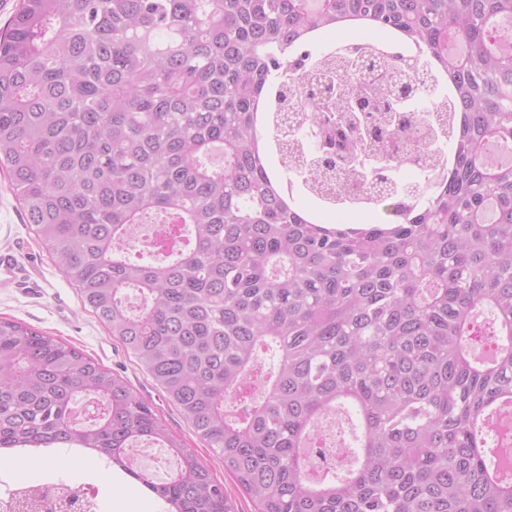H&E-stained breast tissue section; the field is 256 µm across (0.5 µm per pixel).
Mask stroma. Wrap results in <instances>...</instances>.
<instances>
[{
    "label": "stroma",
    "instance_id": "obj_1",
    "mask_svg": "<svg viewBox=\"0 0 512 512\" xmlns=\"http://www.w3.org/2000/svg\"><path fill=\"white\" fill-rule=\"evenodd\" d=\"M13 251L19 268L14 279H0V318L20 322L44 335L62 340L102 368L125 381L136 395L149 402L170 434L191 448L214 480L224 485L236 512H256L250 498L224 470L218 456L193 431L189 420L169 403L135 362L133 356L112 338L107 327L84 306L78 289L56 265L49 247L26 224L24 213L10 189L9 176L0 170V251ZM47 459V466L25 469L23 457ZM0 462V474L33 484L48 478L79 487L99 489L98 512H168L167 504L142 490L132 477L104 458H88L81 448H32L10 452Z\"/></svg>",
    "mask_w": 512,
    "mask_h": 512
}]
</instances>
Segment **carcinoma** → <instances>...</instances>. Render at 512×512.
I'll return each instance as SVG.
<instances>
[{
	"label": "carcinoma",
	"mask_w": 512,
	"mask_h": 512,
	"mask_svg": "<svg viewBox=\"0 0 512 512\" xmlns=\"http://www.w3.org/2000/svg\"><path fill=\"white\" fill-rule=\"evenodd\" d=\"M400 30L413 69L371 41L312 54L317 35ZM372 69L403 74L372 87ZM327 135L313 164L342 171L411 124L415 92L431 151L453 167L390 186L379 224L315 219L271 177L261 99L290 84ZM448 93L439 94L440 84ZM512 0H21L0 37V166L26 220L107 325L224 461L257 512H512V467L481 454L475 426L512 402ZM333 205L375 204L373 195ZM174 224L178 252L128 248ZM488 318L490 363L471 330ZM90 398L94 418H72ZM352 409L355 464L314 481L322 417ZM167 448L162 483L128 464ZM66 444L107 458L169 506L235 512L148 402L73 346L0 319V450Z\"/></svg>",
	"instance_id": "1"
}]
</instances>
